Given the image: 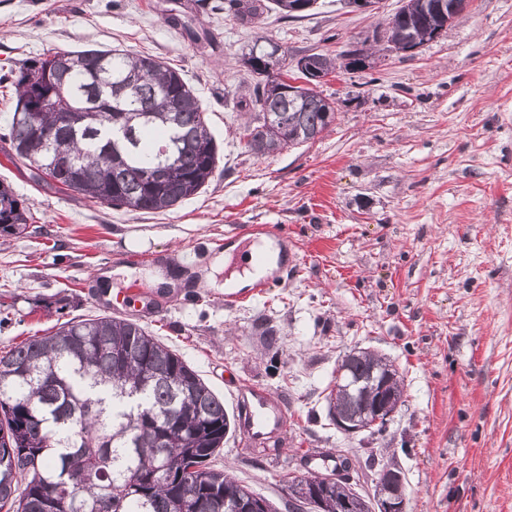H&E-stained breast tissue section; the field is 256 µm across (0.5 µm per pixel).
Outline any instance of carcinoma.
Masks as SVG:
<instances>
[{
    "instance_id": "1",
    "label": "carcinoma",
    "mask_w": 512,
    "mask_h": 512,
    "mask_svg": "<svg viewBox=\"0 0 512 512\" xmlns=\"http://www.w3.org/2000/svg\"><path fill=\"white\" fill-rule=\"evenodd\" d=\"M455 0H408L383 32L387 44L423 42ZM227 10L247 24L260 20L265 0H227ZM275 65L288 51L269 40L253 46L249 70L257 112L243 126L257 156L321 136L335 121L332 103L316 90L322 74L336 70L328 54H305L303 84L272 85ZM372 55L355 39L339 54L349 71ZM16 102L0 138L14 156L36 170L54 157L77 159L78 176L58 189L115 209L167 210L198 194L214 174L218 147L198 96L175 69L151 56L118 50L56 53L11 70ZM56 102L82 110L76 131L58 112L38 109L24 117L36 88ZM127 129L116 141L112 127ZM52 129L46 144L37 129ZM29 221L11 189L0 183V233L18 234ZM376 366L392 369L369 351L346 355L341 383L373 387ZM362 395L330 394L329 415L353 416ZM181 433L167 435L169 415ZM235 415L196 370L136 322L97 316L67 320L51 334L30 338L0 355V512H226L237 481L217 467ZM168 468L170 475L157 472Z\"/></svg>"
}]
</instances>
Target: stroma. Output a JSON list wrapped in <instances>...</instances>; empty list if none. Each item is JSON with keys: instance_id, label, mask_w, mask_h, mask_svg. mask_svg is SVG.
Returning <instances> with one entry per match:
<instances>
[{"instance_id": "35a3bbf8", "label": "stroma", "mask_w": 512, "mask_h": 512, "mask_svg": "<svg viewBox=\"0 0 512 512\" xmlns=\"http://www.w3.org/2000/svg\"><path fill=\"white\" fill-rule=\"evenodd\" d=\"M224 0H0V132L7 76L23 60L85 49L170 64L206 109L218 145L204 190L172 209L92 204L35 182L0 141V183L30 221L0 236V355L72 318L111 314L139 284L127 319L192 366L227 411L252 385L283 402L288 429L259 453L242 431L219 464L276 507L288 483L351 463L372 494L400 468L407 512H512V0H469L414 56L379 51L318 90L336 119L314 141L259 157L240 136L256 81L245 53L262 37L296 60L339 56L384 29L402 0L373 12L315 0L305 17L243 24ZM277 226L299 268L225 305L216 241ZM233 259L248 237H235ZM274 329L275 345L264 332ZM390 359L404 396L386 431L346 434L328 415L336 365L351 350Z\"/></svg>"}]
</instances>
